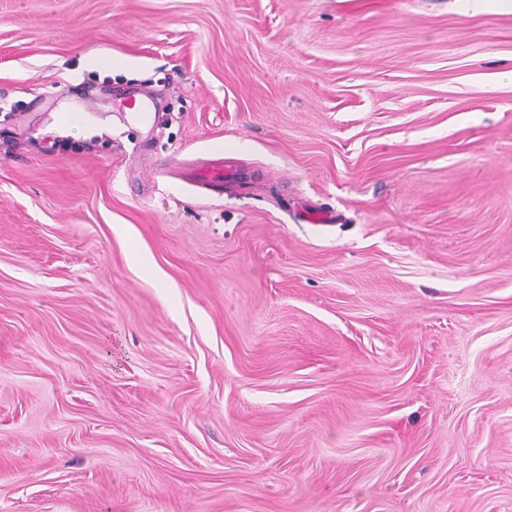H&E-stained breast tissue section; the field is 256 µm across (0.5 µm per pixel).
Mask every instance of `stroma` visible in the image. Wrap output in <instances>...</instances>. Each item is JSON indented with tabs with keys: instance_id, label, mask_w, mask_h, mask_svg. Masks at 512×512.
<instances>
[{
	"instance_id": "35a3bbf8",
	"label": "stroma",
	"mask_w": 512,
	"mask_h": 512,
	"mask_svg": "<svg viewBox=\"0 0 512 512\" xmlns=\"http://www.w3.org/2000/svg\"><path fill=\"white\" fill-rule=\"evenodd\" d=\"M509 70L455 0H0V512H512ZM193 166L198 180L206 185L219 186L228 175L223 159L198 158Z\"/></svg>"
}]
</instances>
